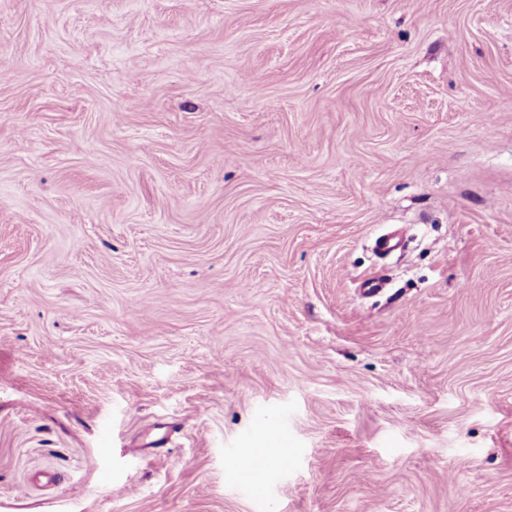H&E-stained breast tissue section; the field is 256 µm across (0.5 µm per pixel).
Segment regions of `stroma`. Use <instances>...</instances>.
Instances as JSON below:
<instances>
[{"label": "stroma", "instance_id": "obj_1", "mask_svg": "<svg viewBox=\"0 0 512 512\" xmlns=\"http://www.w3.org/2000/svg\"><path fill=\"white\" fill-rule=\"evenodd\" d=\"M1 71L0 512H512V0H0Z\"/></svg>", "mask_w": 512, "mask_h": 512}]
</instances>
